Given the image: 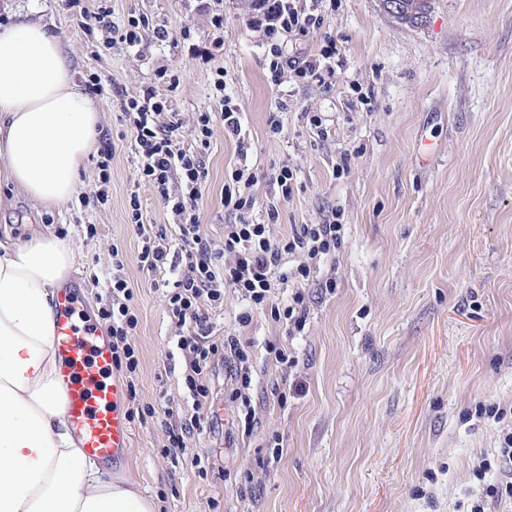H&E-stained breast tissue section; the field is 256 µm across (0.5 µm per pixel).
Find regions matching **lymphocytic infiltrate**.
<instances>
[{"mask_svg": "<svg viewBox=\"0 0 512 512\" xmlns=\"http://www.w3.org/2000/svg\"><path fill=\"white\" fill-rule=\"evenodd\" d=\"M267 34L307 35L320 29L323 18L314 14H301L291 0H272L257 20ZM81 28L98 30L104 35L102 54H111L120 47L134 48L142 42L141 32L150 27L146 17L128 19L124 26L112 22V6L105 4L94 12H82ZM270 71L281 74L290 71L306 82H324L326 59L336 54V42L325 38L316 58H287L278 46H271ZM123 114L134 137V148L139 159L140 182L150 186L166 209L178 218L181 250L185 254L186 268L167 293V308L184 332L177 339V347L186 356L185 385L194 405L208 399L210 388L203 378L214 367L216 360H230L235 368L234 398L243 407L251 405V369L249 355L240 340L225 337L223 343L209 339L207 318L201 309L202 301L223 303L225 289L232 288L258 309L270 310L273 318H284L293 329L304 327L307 307L302 294H294L292 304L279 307L273 303L274 273L283 255L304 254L305 263L299 264L293 277L296 282L308 280L310 263L334 251L343 227L336 222L301 224L278 241H271L269 227L242 221L226 225L223 242L216 243L199 233L198 200L206 188L208 172L203 155L211 144L215 122H222L228 133L241 131L238 112L224 106L221 112H200L194 126L195 145L184 149L178 144L182 120L172 112L166 99L157 95L153 87H145L135 96L122 102ZM126 255L122 248L112 250L111 304L101 310L102 319L111 323L112 349L116 367L136 372L138 358L128 343L129 332L136 328L138 319L130 302L133 292L122 276ZM494 469L503 471V478L486 482V474ZM482 486L473 495L469 512H490L491 504L512 501V432L504 437L494 457L482 459L475 470Z\"/></svg>", "mask_w": 512, "mask_h": 512, "instance_id": "lymphocytic-infiltrate-1", "label": "lymphocytic infiltrate"}]
</instances>
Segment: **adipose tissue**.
I'll use <instances>...</instances> for the list:
<instances>
[{"mask_svg":"<svg viewBox=\"0 0 512 512\" xmlns=\"http://www.w3.org/2000/svg\"><path fill=\"white\" fill-rule=\"evenodd\" d=\"M100 123L49 24L20 13L0 25V183L61 208L100 148ZM75 260L55 234L0 231V512H154L79 448L63 416L55 300Z\"/></svg>","mask_w":512,"mask_h":512,"instance_id":"obj_1","label":"adipose tissue"}]
</instances>
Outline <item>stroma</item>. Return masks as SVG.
<instances>
[{
	"label": "stroma",
	"instance_id": "1",
	"mask_svg": "<svg viewBox=\"0 0 512 512\" xmlns=\"http://www.w3.org/2000/svg\"><path fill=\"white\" fill-rule=\"evenodd\" d=\"M324 18L320 30L286 34L284 56L318 55L336 41L328 84L273 80L272 42L254 23L252 0H112V20L148 16L141 46L99 57V34L79 26L60 0H0L10 13H33L64 40L79 81L98 74L101 132L113 147L107 203H94L100 180L88 161L77 195L61 209L36 213L18 189L0 184V225L27 239L35 229L71 241L83 315L102 331L112 248L127 254L138 324L128 336L136 374L126 407L133 441L113 468L155 504V512H463L478 488L473 468L512 430V0H430L427 19L409 25L380 0H295ZM224 17L222 29L211 23ZM162 26L170 40H157ZM179 80L158 81V71ZM240 113L241 133L213 126L204 155L207 188L198 202L200 233L219 242L238 213L221 190L246 167L258 181L247 218L272 238L293 225L336 219L344 235L335 255L309 281L277 284L288 306L304 292L301 333L252 307L234 289L206 308L210 338L236 336L251 353L253 425L241 419L227 366L205 379L217 422L194 434L183 454L167 455L171 420L191 416L178 330L165 296L171 268L142 271L141 239L128 222L138 191L148 231L177 241L175 219L152 189L138 183L139 160L120 109L125 96L156 87L179 112L182 146L194 144L193 117L214 109L216 71ZM283 131L270 136L269 120ZM294 173L282 198L268 176ZM277 218H270V208ZM335 288H325L326 279ZM287 344L295 366L265 346ZM503 420L485 415L489 405ZM207 457L206 474L192 465Z\"/></svg>",
	"mask_w": 512,
	"mask_h": 512
}]
</instances>
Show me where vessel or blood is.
Returning <instances> with one entry per match:
<instances>
[{
  "label": "vessel or blood",
  "mask_w": 512,
  "mask_h": 512,
  "mask_svg": "<svg viewBox=\"0 0 512 512\" xmlns=\"http://www.w3.org/2000/svg\"><path fill=\"white\" fill-rule=\"evenodd\" d=\"M54 347L65 385L64 416L80 448L96 459L126 461L132 433L123 409L124 385L108 377L112 344L93 324L82 322L80 300L68 286L58 294Z\"/></svg>",
  "instance_id": "vessel-or-blood-1"
}]
</instances>
